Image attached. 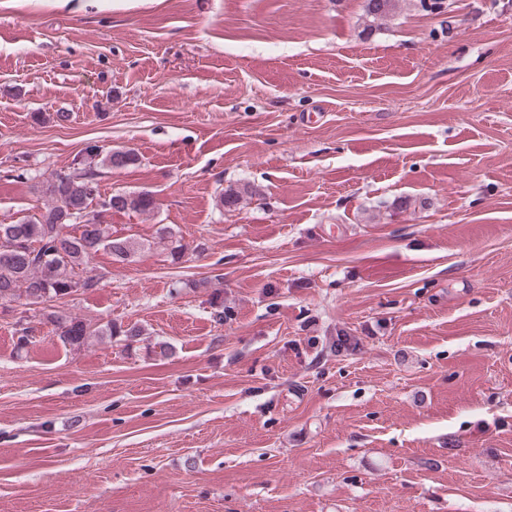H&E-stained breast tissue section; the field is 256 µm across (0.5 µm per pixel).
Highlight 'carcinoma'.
Listing matches in <instances>:
<instances>
[{
	"instance_id": "obj_1",
	"label": "carcinoma",
	"mask_w": 512,
	"mask_h": 512,
	"mask_svg": "<svg viewBox=\"0 0 512 512\" xmlns=\"http://www.w3.org/2000/svg\"><path fill=\"white\" fill-rule=\"evenodd\" d=\"M398 0H365L364 12L374 19L396 9ZM136 161L128 150L104 151L88 145L71 166L41 183L47 203L41 212L17 222H0V301L24 298L27 306H42L40 315L54 327L56 336L69 347L80 348L93 336H124L132 341L141 335L136 327L115 324L94 326L82 318L43 307L64 299L79 289L95 287V282L80 272L95 255L105 250L118 262L135 253L136 243L109 232L100 214L109 210L147 214L154 200L147 192L115 193L99 191V177L106 170L120 169ZM257 194L250 184L224 189L221 205L232 210L240 201ZM78 226L79 233L68 231Z\"/></svg>"
}]
</instances>
